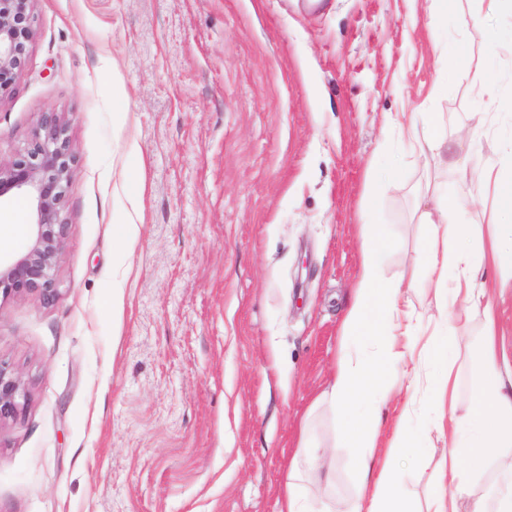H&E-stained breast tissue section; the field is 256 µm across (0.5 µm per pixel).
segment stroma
Here are the masks:
<instances>
[{"instance_id":"obj_1","label":"stroma","mask_w":512,"mask_h":512,"mask_svg":"<svg viewBox=\"0 0 512 512\" xmlns=\"http://www.w3.org/2000/svg\"><path fill=\"white\" fill-rule=\"evenodd\" d=\"M432 0H35L34 37L0 99V160L61 113L75 157L56 296L0 297V366L26 404L0 424V512H279L309 419L356 493L332 412L360 227L419 273L427 188L460 199L512 137V49L488 51ZM496 132L473 142L481 83ZM434 112L453 167L426 166L401 112ZM397 178L386 185L385 171ZM0 255L29 244L24 200L0 205ZM130 234L115 241L112 227ZM436 412L408 422L444 452Z\"/></svg>"}]
</instances>
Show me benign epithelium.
<instances>
[{"instance_id": "7a95c632", "label": "benign epithelium", "mask_w": 512, "mask_h": 512, "mask_svg": "<svg viewBox=\"0 0 512 512\" xmlns=\"http://www.w3.org/2000/svg\"><path fill=\"white\" fill-rule=\"evenodd\" d=\"M33 0H0V98L12 93L26 66L34 35ZM73 156L67 125L55 112L42 115L33 140L16 158L0 162V199L23 198L31 206V241L0 264V295L56 293V267L67 233L62 217ZM26 393L21 380L0 367V424L15 417Z\"/></svg>"}]
</instances>
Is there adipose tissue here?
Wrapping results in <instances>:
<instances>
[{
    "label": "adipose tissue",
    "mask_w": 512,
    "mask_h": 512,
    "mask_svg": "<svg viewBox=\"0 0 512 512\" xmlns=\"http://www.w3.org/2000/svg\"><path fill=\"white\" fill-rule=\"evenodd\" d=\"M470 13L484 23L489 50L512 47V25L491 26V17L512 16V0H477ZM440 117L422 112L410 126L411 142L425 163L446 164L448 145L438 129ZM493 191L498 217L471 229L462 223L466 202L434 200L419 217L423 227V286L439 321L423 335L409 298L413 279L389 278L385 266L392 249L381 225L361 227L362 251L341 325L336 369L318 403L329 404L338 420L340 439L352 454L357 492L350 512H512V348L500 337L495 292L512 289V141L496 163L484 165L475 193ZM482 319L481 356L485 366L476 402L460 408L454 359L469 344V325ZM435 369L432 399L439 409L437 430L448 443L431 477L426 508H419L401 464L421 458L423 439L407 427L408 405H401L388 450L377 455L382 408L394 392L413 397L421 368ZM400 373L393 387L390 373ZM495 467L502 485L495 505H488L471 484L472 476ZM306 470L332 473V457L309 449L301 436L282 490L280 512H329L325 494L304 484Z\"/></svg>",
    "instance_id": "adipose-tissue-1"
}]
</instances>
